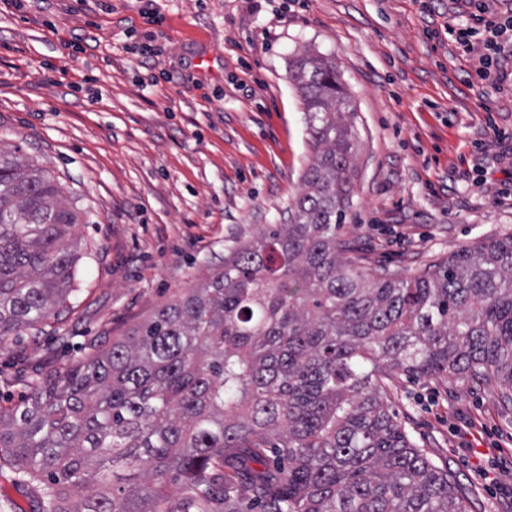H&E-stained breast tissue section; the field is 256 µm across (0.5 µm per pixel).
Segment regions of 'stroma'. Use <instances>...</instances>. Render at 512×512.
Returning <instances> with one entry per match:
<instances>
[{
    "instance_id": "35a3bbf8",
    "label": "stroma",
    "mask_w": 512,
    "mask_h": 512,
    "mask_svg": "<svg viewBox=\"0 0 512 512\" xmlns=\"http://www.w3.org/2000/svg\"><path fill=\"white\" fill-rule=\"evenodd\" d=\"M466 0H0V142L42 162L83 214L71 311L0 343V406L27 376L104 349L280 223L312 152L289 78L332 56L356 111L342 229L355 256L413 277L512 234V58L484 81L444 25ZM154 34L151 57L141 52ZM69 346H60L59 337ZM408 434L471 493L512 512V407L490 385L400 378ZM500 442L486 486L456 429Z\"/></svg>"
}]
</instances>
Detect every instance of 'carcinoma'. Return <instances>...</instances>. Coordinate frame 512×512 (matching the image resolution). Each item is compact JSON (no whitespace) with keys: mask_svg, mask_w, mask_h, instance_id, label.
Instances as JSON below:
<instances>
[{"mask_svg":"<svg viewBox=\"0 0 512 512\" xmlns=\"http://www.w3.org/2000/svg\"><path fill=\"white\" fill-rule=\"evenodd\" d=\"M290 77L313 157L286 224L90 358L0 407L14 512H467L418 448L388 381L452 377L512 403V235L422 274L370 273L340 239L354 109L336 63ZM78 209L19 145H0V342L66 307Z\"/></svg>","mask_w":512,"mask_h":512,"instance_id":"obj_1","label":"carcinoma"}]
</instances>
